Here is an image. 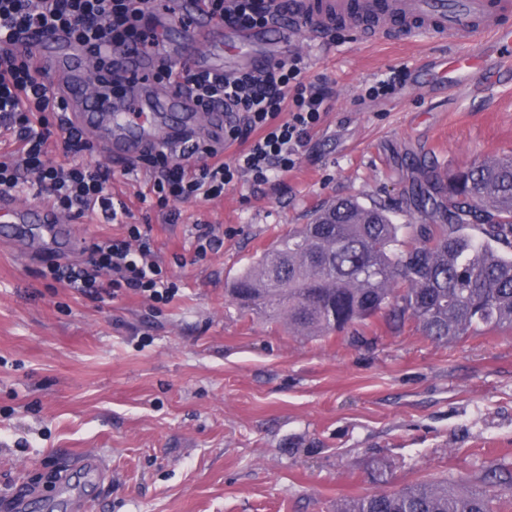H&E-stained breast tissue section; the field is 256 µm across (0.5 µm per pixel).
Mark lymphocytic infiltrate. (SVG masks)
<instances>
[{"instance_id":"obj_1","label":"lymphocytic infiltrate","mask_w":512,"mask_h":512,"mask_svg":"<svg viewBox=\"0 0 512 512\" xmlns=\"http://www.w3.org/2000/svg\"><path fill=\"white\" fill-rule=\"evenodd\" d=\"M219 23L267 27L290 10L291 0H201ZM154 0H0V135L12 144L0 153V192L25 187L47 193L53 209L66 216L101 214L121 224L119 237H101L80 263L52 262L47 273L85 297L118 298L134 292L155 303L171 301L179 287L150 247V227L130 223L126 202L109 190L116 173L84 163L92 140L69 119L64 98L36 80L39 68L29 47L32 36L63 34L82 44L95 70L110 53L132 46H154L161 35L154 22ZM307 58L299 53L261 70L234 75L166 67L152 76L157 86L182 81L200 111L223 110L229 120L221 134L187 149H150L141 159L148 189L140 203L160 209L172 201L212 200L240 178L261 186L277 173L295 168L300 154L328 113V93L306 81ZM234 147L232 161L224 150ZM61 160H53V152Z\"/></svg>"}]
</instances>
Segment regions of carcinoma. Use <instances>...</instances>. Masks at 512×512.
<instances>
[{
	"label": "carcinoma",
	"instance_id": "obj_1",
	"mask_svg": "<svg viewBox=\"0 0 512 512\" xmlns=\"http://www.w3.org/2000/svg\"><path fill=\"white\" fill-rule=\"evenodd\" d=\"M429 224H395L380 205L341 198L279 237L229 288L244 313L282 320L291 333L330 336L384 315L447 344L483 329L512 333V156L413 183ZM482 491L422 481L336 499V512H499L512 470Z\"/></svg>",
	"mask_w": 512,
	"mask_h": 512
}]
</instances>
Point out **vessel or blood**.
Here are the masks:
<instances>
[{
	"label": "vessel or blood",
	"instance_id": "b4317fda",
	"mask_svg": "<svg viewBox=\"0 0 512 512\" xmlns=\"http://www.w3.org/2000/svg\"><path fill=\"white\" fill-rule=\"evenodd\" d=\"M183 9L195 14L196 22L185 31L177 57L141 48L121 50L114 54L115 77L132 82L144 72L176 60L195 69L228 74L238 47L266 42L274 31L290 37L300 27L312 35L344 27L360 39H403L428 33L454 46L480 44L483 56L493 57L498 65L512 66V0H300L296 22L274 31L216 24L198 12L194 0H185ZM31 47L56 76V88L65 96L76 125L98 141L109 158L133 159L146 147L163 143L183 148L199 123L214 128L223 120L218 112H196L185 93L169 86H134L126 97L113 96L111 82L98 86L89 82L87 57L74 42L41 38L32 41ZM483 56L441 59L434 78L452 87L468 83L476 75L495 78V71L483 67ZM29 224L41 229L38 237L30 239V248L49 257L71 236L68 221L51 208L21 211L11 196L0 194V240L14 242Z\"/></svg>",
	"mask_w": 512,
	"mask_h": 512
}]
</instances>
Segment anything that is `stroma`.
Returning <instances> with one entry per match:
<instances>
[{"label": "stroma", "mask_w": 512, "mask_h": 512, "mask_svg": "<svg viewBox=\"0 0 512 512\" xmlns=\"http://www.w3.org/2000/svg\"><path fill=\"white\" fill-rule=\"evenodd\" d=\"M306 80L324 79L333 108L295 169L223 197L140 207L145 185L125 177L113 194L180 290L168 304L136 294L87 298L45 277L44 260L0 243V512L18 489L29 512H332L337 498L399 490L425 480L480 488L512 469V334L446 345L415 325L383 321L364 342L346 334L297 336L241 316L230 281L312 211L347 196L390 209L395 223H424L408 189L430 169L451 171L512 156V72L481 93L438 87L435 62L454 54L435 39L293 37ZM410 79L394 94L369 88L391 68ZM223 245L193 262L194 227ZM124 229L84 217L73 233L78 263L95 238ZM110 472L94 484L75 471L57 494L59 464L86 454Z\"/></svg>", "instance_id": "stroma-1"}]
</instances>
